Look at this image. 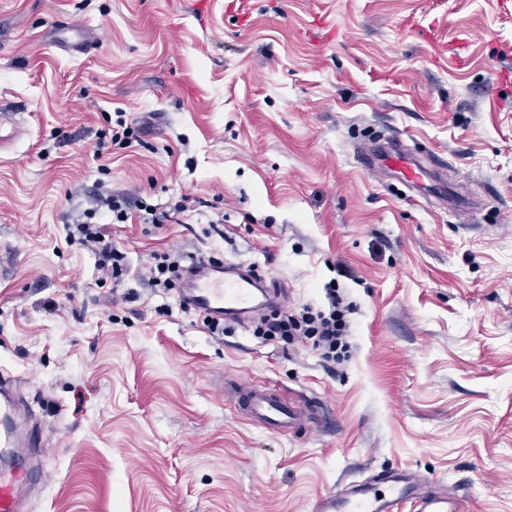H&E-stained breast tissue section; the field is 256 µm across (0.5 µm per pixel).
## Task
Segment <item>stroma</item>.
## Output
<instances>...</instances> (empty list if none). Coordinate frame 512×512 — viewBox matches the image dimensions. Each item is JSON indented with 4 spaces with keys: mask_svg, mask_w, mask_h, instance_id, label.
<instances>
[{
    "mask_svg": "<svg viewBox=\"0 0 512 512\" xmlns=\"http://www.w3.org/2000/svg\"><path fill=\"white\" fill-rule=\"evenodd\" d=\"M0 0V372L41 433L25 512H308L385 471L512 512V0ZM93 41L94 52L61 49ZM139 144H100L117 118ZM446 163L477 209L400 192L372 135ZM203 206L112 224L128 272L68 243L98 195ZM251 267L348 308V353L211 330L152 254ZM240 378L314 414L282 436Z\"/></svg>",
    "mask_w": 512,
    "mask_h": 512,
    "instance_id": "obj_1",
    "label": "stroma"
}]
</instances>
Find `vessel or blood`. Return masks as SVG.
Instances as JSON below:
<instances>
[{
	"label": "vessel or blood",
	"mask_w": 512,
	"mask_h": 512,
	"mask_svg": "<svg viewBox=\"0 0 512 512\" xmlns=\"http://www.w3.org/2000/svg\"><path fill=\"white\" fill-rule=\"evenodd\" d=\"M368 171L384 175L396 174L408 187L423 180H433L437 189L447 190L450 181L446 168L429 156H416L400 145L378 148L373 160L367 161ZM258 280L249 273H225L223 267H208L188 276L181 297L196 312L220 319L224 315L242 316L273 304V297L259 299ZM243 410L269 431L286 434L298 431L303 414L282 403L268 391H257L246 385L236 387ZM21 415L13 399L7 379H0V447L30 448L32 435L22 432ZM48 465L37 471L0 468V512H23L31 480H45ZM309 512H461L458 495L449 493L440 481L420 474L391 471L379 478H370L345 485L317 497Z\"/></svg>",
	"instance_id": "vessel-or-blood-1"
}]
</instances>
